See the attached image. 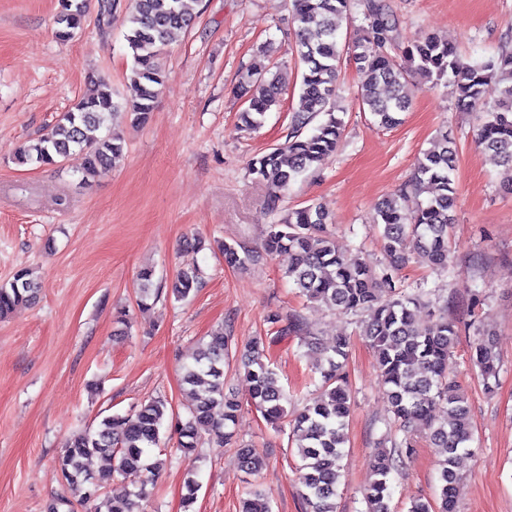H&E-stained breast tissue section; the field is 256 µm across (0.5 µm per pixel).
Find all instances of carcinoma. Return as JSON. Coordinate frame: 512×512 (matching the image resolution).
Instances as JSON below:
<instances>
[{
	"label": "carcinoma",
	"mask_w": 512,
	"mask_h": 512,
	"mask_svg": "<svg viewBox=\"0 0 512 512\" xmlns=\"http://www.w3.org/2000/svg\"><path fill=\"white\" fill-rule=\"evenodd\" d=\"M195 0H133L124 26V39L131 57L128 78L137 89L136 98L122 104L114 100L111 85L102 77H88L86 92L71 109L38 138L20 144L14 160L33 167L56 165L72 156L82 159L80 183L87 185L98 169L114 166L123 157L124 139L110 124L121 113L143 125L155 110L161 88L168 79L163 55L174 35L188 29ZM361 9L358 34L345 40L339 22L355 19ZM86 0H59L55 36L72 39L86 21ZM297 24L295 55L300 69L302 110L292 120L288 141L252 159L249 174L267 187L270 212L279 211L290 185L306 171L320 165L336 151L343 131L338 117V72L344 52L352 50L357 66L356 99L363 111L384 127L401 123L400 115L413 100L410 76H422L430 87H453L457 108L475 114L477 144L491 153L500 167V183L512 193V49L481 60L464 61L457 49L425 34L403 48L404 63L391 55L397 22L383 0H291ZM288 88V74L254 65L240 74L236 85L245 107L239 114L240 128L256 130L266 113L280 106ZM456 143L448 132L439 133L422 152L408 185L385 198L377 209L382 226L386 263L373 267L357 255H344L327 230L329 215L318 203L288 213L269 226L265 250L288 254L285 277L310 302L332 309L368 311L364 337L374 352L394 422L403 439L393 450H381L373 458L376 479L368 488L367 512H390L391 474L401 458L413 452L408 438L416 422L428 430L433 447L439 449V494L435 501L415 499L409 512H457L455 488L460 480L457 462L473 439L468 399L450 378L449 360L458 340V330L439 316L426 324L418 321L433 303L421 295L401 291L398 271L406 264L403 246L412 243L417 259L433 269H448V243L454 228L457 199L454 172ZM418 198L407 206L409 195ZM427 198L421 200L419 196ZM224 262L242 267L251 259L247 250L225 243ZM153 272L139 273L141 293L137 306L144 311L159 296L153 288ZM204 283L198 266L183 268L168 285L167 294L185 300ZM39 283L28 269L0 285V319L32 304ZM303 333L301 343L318 355L316 369L321 382L303 410L288 416V396L276 373L263 360L261 342L251 345L242 360L249 383L251 404L270 424L289 423L300 460L301 498L306 512H336L344 430L351 413V393L343 375L349 341L336 338L321 344L300 316L279 330V335ZM228 339L218 327L200 342L192 360L183 366L182 382L189 388L185 420L174 424L176 450L191 461L207 438L218 442L234 439V425L241 401L226 382L224 359ZM472 359L487 379L496 377L498 354L492 338L474 345ZM169 417L167 401L155 397L123 415L101 420L95 428L74 434L57 458L62 483L78 495V501L93 503L94 512H139L148 498L150 478L163 467L161 432ZM94 455L111 466L97 474L87 469ZM241 470L256 474L262 460L244 446L239 452ZM195 467L188 468L184 482V512L195 503L200 483ZM129 481L120 495L106 494L115 481ZM241 512H271L269 493L252 489L241 501Z\"/></svg>",
	"instance_id": "obj_1"
}]
</instances>
